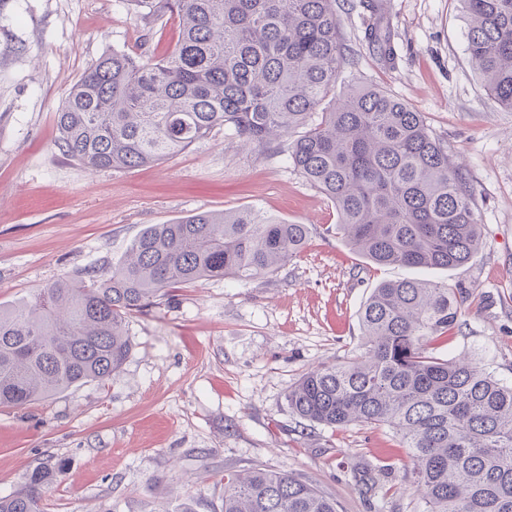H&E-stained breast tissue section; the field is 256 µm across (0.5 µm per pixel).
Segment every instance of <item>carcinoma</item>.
Instances as JSON below:
<instances>
[{
  "label": "carcinoma",
  "mask_w": 512,
  "mask_h": 512,
  "mask_svg": "<svg viewBox=\"0 0 512 512\" xmlns=\"http://www.w3.org/2000/svg\"><path fill=\"white\" fill-rule=\"evenodd\" d=\"M144 19H178L159 60L114 50L69 88L58 148L94 170L164 161L216 127L245 143L288 145L294 167L336 207L340 234L378 266L460 268L481 247L473 188L421 113L368 84L322 101L350 65L334 0H130ZM466 51L481 83L512 110V0H459ZM307 224L255 209L197 212L145 227L125 256L88 281L68 278L0 304V406L104 382L131 347L127 321L174 288L214 277L273 275L302 251ZM461 292L382 282L360 312L364 338L343 364L309 371L288 391L301 418L386 426L409 449L421 512H512V385L472 359L437 357ZM65 464L40 466L0 497V512H45ZM376 495L378 480L356 469ZM222 512H337L336 500L288 471L224 474Z\"/></svg>",
  "instance_id": "cac0c4a2"
}]
</instances>
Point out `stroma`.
I'll list each match as a JSON object with an SVG mask.
<instances>
[{"label":"stroma","mask_w":512,"mask_h":512,"mask_svg":"<svg viewBox=\"0 0 512 512\" xmlns=\"http://www.w3.org/2000/svg\"><path fill=\"white\" fill-rule=\"evenodd\" d=\"M351 79L421 112L460 156L475 192L482 247L464 267L366 263L336 233L333 203L294 168L286 144H244L215 129L175 157L92 170L57 146L56 111L104 53L161 59L169 17L146 22L127 0H0V303L61 277L111 267L148 225L252 207L311 227L273 276L215 278L173 289L129 319L122 368L24 406L0 407V496L40 464L65 462L47 512H221L224 474L285 470L335 498L337 512H419L411 462L393 431L328 428L289 407L310 368L342 363L363 341L359 312L380 282L431 280L462 291L455 330L436 354H469L512 384V111L484 90L466 53L457 0H336ZM390 36L392 59L365 39ZM377 468L385 493L352 480Z\"/></svg>","instance_id":"1"}]
</instances>
